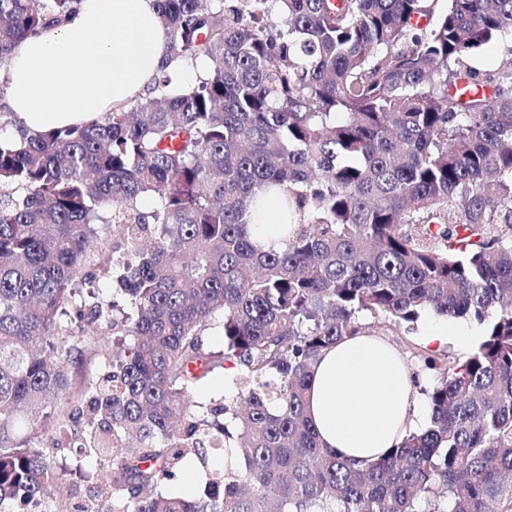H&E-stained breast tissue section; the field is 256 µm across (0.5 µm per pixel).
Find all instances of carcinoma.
<instances>
[{"mask_svg":"<svg viewBox=\"0 0 512 512\" xmlns=\"http://www.w3.org/2000/svg\"><path fill=\"white\" fill-rule=\"evenodd\" d=\"M82 0H0V66ZM168 63L105 121H0V512H512V0H155ZM154 200L150 210L142 203ZM105 298L77 295L107 249ZM269 231L283 246L264 250ZM426 311L482 328L425 394V428L373 462L323 447L321 353ZM131 343L64 415L98 330ZM222 338L215 352L206 337ZM238 366V393L193 396ZM73 423L57 466L38 438ZM221 448L203 493L164 492ZM503 55V46L501 43H494L484 46L478 52L473 54L468 63L478 70H490L495 68L501 61Z\"/></svg>","mask_w":512,"mask_h":512,"instance_id":"cac0c4a2","label":"carcinoma"}]
</instances>
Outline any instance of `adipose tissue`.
<instances>
[{"mask_svg":"<svg viewBox=\"0 0 512 512\" xmlns=\"http://www.w3.org/2000/svg\"><path fill=\"white\" fill-rule=\"evenodd\" d=\"M165 61L180 77L175 94L210 67L171 57L155 0H82L66 23L14 48L0 70V99L32 134L83 125L144 95ZM307 406L323 444L359 462L396 447L428 413L409 365L368 334L323 351Z\"/></svg>","mask_w":512,"mask_h":512,"instance_id":"ef3b65f1","label":"adipose tissue"}]
</instances>
